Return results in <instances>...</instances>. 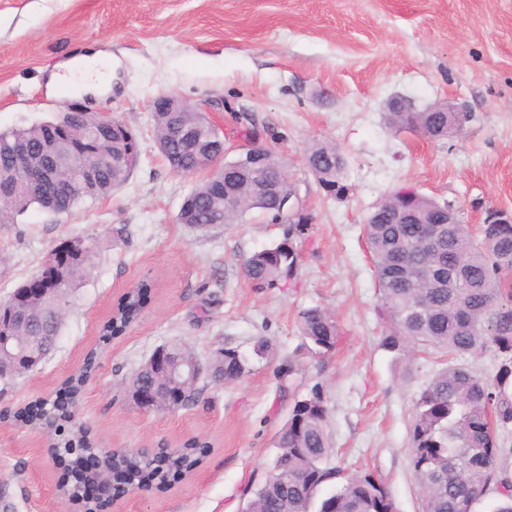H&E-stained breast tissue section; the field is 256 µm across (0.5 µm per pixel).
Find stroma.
I'll return each mask as SVG.
<instances>
[{
  "label": "stroma",
  "mask_w": 512,
  "mask_h": 512,
  "mask_svg": "<svg viewBox=\"0 0 512 512\" xmlns=\"http://www.w3.org/2000/svg\"><path fill=\"white\" fill-rule=\"evenodd\" d=\"M112 59L102 96L48 90L53 66L80 53ZM174 93L205 112L227 159L259 144L284 165L312 222L297 238L296 278L256 288L242 258L283 239L288 227L260 212L236 224L193 230L176 221L197 179L173 172L153 136L150 103ZM394 97L413 106L452 102L471 118L436 140L388 128ZM123 120L141 154L129 178L101 198L54 214L37 207L0 227V299L39 269L60 242L109 240L77 291L41 369L0 381V512H66L63 470L50 440L14 414L48 402L94 355L75 417L108 448L210 444L202 464L163 489L139 491L124 512H241L244 492L273 457L289 397L277 370L295 359L299 393L329 397L333 465L378 474L398 512H421L410 467L414 401L439 369L422 354L394 360L380 345L379 288L362 226L391 191L414 187L455 202L466 224L512 213V0H0V132L54 120L64 103ZM330 140L346 168L344 198L326 195L305 165L313 141ZM153 282L144 311L124 334L101 329L121 297ZM333 311L346 331L324 358L305 350L301 309ZM265 358L235 384L201 377L198 401L146 412L123 392L160 346L187 343L201 364L216 349Z\"/></svg>",
  "instance_id": "1"
}]
</instances>
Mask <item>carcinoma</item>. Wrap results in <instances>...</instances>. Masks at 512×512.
<instances>
[{"instance_id": "cac0c4a2", "label": "carcinoma", "mask_w": 512, "mask_h": 512, "mask_svg": "<svg viewBox=\"0 0 512 512\" xmlns=\"http://www.w3.org/2000/svg\"><path fill=\"white\" fill-rule=\"evenodd\" d=\"M157 148L182 175L199 177L179 213L182 224L206 231L232 224L257 209L288 225L284 239L246 257L242 270L257 288L292 279L299 268L293 236L304 225L280 219L272 198L261 195L256 184L262 178L246 170L241 186L233 193V210L214 201V189L228 170L214 168L215 158L202 145L191 150L175 137L174 127L194 125L209 129L200 112H160L153 115ZM390 129H410L432 138L458 134L462 128L446 112H388ZM59 125L67 128V150L87 133L75 118L64 115ZM42 124L0 133V166L12 162L13 150L22 145L38 151L45 135ZM307 168L319 187L342 197L345 161L336 144L313 143L306 153ZM134 166L114 169L104 164L98 178L87 180L73 168L51 193L41 191L25 173L19 172L0 200V226L15 223L16 216L37 206L54 213H67L87 198L107 195L112 182L124 183ZM437 240L428 245L423 231L427 223ZM380 292L379 314L384 323L381 346L394 358L414 356L433 348L448 356L423 388L415 402L410 462L418 486L422 512H468L483 497L496 496L493 512H512V447L499 433L512 430V223L486 220L478 234L463 224L455 206L401 188L389 193L367 216L363 225ZM104 241L85 237L78 252H68V261L52 285V295L36 296L5 309L4 317L22 336H37L41 343L55 336L58 328L52 311L60 314L72 306L78 288L92 274ZM152 285L137 284L117 304L102 329L105 340L122 334L145 308ZM298 326L309 352L323 358L336 351L344 331L328 310L310 307L298 313ZM499 360L494 374L482 377L458 362L486 352ZM250 357L236 348L215 353L214 380L230 385L249 371ZM85 382L79 373L59 392L47 411L55 415L59 429L69 435L56 440L66 449L67 479L62 490L66 500L80 499L86 471L95 464L106 470L108 462L88 433L74 421L71 407ZM173 392L180 395L178 408L200 392L196 381L178 379ZM292 398L288 418L276 434V453L263 474L246 489L245 512H398L382 480L371 472L344 476L330 465L333 448L327 432L330 414L326 392L319 385ZM209 442L191 438L181 447L157 456L126 454L113 474L116 489H163L197 467L209 453Z\"/></svg>"}]
</instances>
